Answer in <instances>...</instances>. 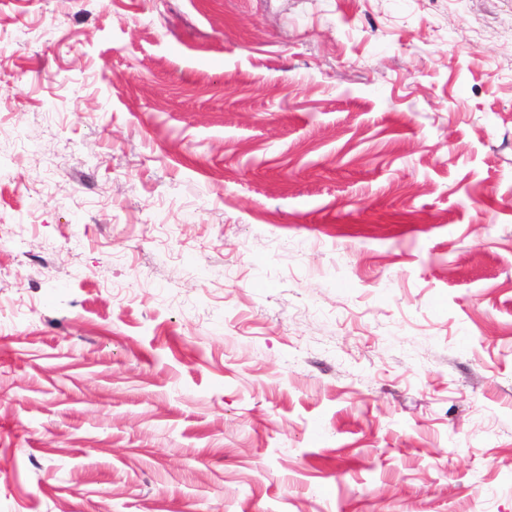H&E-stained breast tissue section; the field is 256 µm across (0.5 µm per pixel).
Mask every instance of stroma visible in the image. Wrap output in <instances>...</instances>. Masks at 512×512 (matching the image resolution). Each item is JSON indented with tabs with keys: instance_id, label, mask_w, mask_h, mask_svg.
Here are the masks:
<instances>
[{
	"instance_id": "stroma-1",
	"label": "stroma",
	"mask_w": 512,
	"mask_h": 512,
	"mask_svg": "<svg viewBox=\"0 0 512 512\" xmlns=\"http://www.w3.org/2000/svg\"><path fill=\"white\" fill-rule=\"evenodd\" d=\"M0 512H512V0H0Z\"/></svg>"
}]
</instances>
